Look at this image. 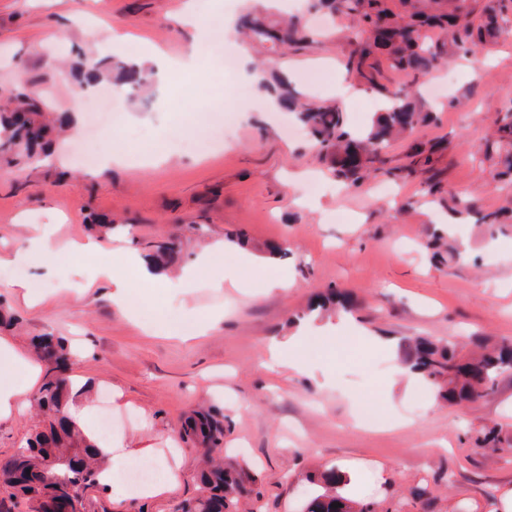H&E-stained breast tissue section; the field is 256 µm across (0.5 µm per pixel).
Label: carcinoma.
Masks as SVG:
<instances>
[{"instance_id":"1","label":"carcinoma","mask_w":512,"mask_h":512,"mask_svg":"<svg viewBox=\"0 0 512 512\" xmlns=\"http://www.w3.org/2000/svg\"><path fill=\"white\" fill-rule=\"evenodd\" d=\"M467 0H403L407 18L397 20L387 0H315L313 7L345 17L351 33L370 32L371 42L363 43L345 57V67L365 84L388 99L371 127L354 137L346 130L344 113L335 105L300 101L288 88L273 87L267 78L260 85L274 92L282 107L296 112L311 137L312 145L329 164L337 179L360 188L367 177L381 174L410 179L418 168L432 163L419 156L408 165L393 166L386 156L391 141L406 131L425 124L430 112L413 101L404 87L383 83L377 54L384 55L394 69L415 77L427 74L448 49L471 53L496 37L512 20L503 16L505 0H485L483 15L467 9ZM241 33L273 50L299 48L308 40L304 27L262 10L247 12L240 23ZM136 88L151 85L149 73L124 62L97 61L85 67L86 81L96 82L106 73ZM48 104L24 86L14 88L5 109L0 111V161L7 165L28 164L38 156L37 148L49 140L52 127L45 112ZM487 150L497 155L489 174L494 180L512 181V112H500L493 120ZM484 243L512 234V207L484 212L476 219ZM425 248L431 258L449 264L465 258L449 228L432 227ZM340 308L351 311L346 299L332 293L313 300L308 311ZM33 348L45 365L43 383L36 406L45 429L37 431L28 446L0 462V483L12 490L10 499H22L27 512H91L86 491L99 481L105 466L72 416L77 398L91 385L77 387L67 374L73 350L64 339L53 335L37 338ZM400 363L430 384L438 397L452 405L475 402L492 394L497 377L512 370V339L498 341L476 337L467 342L445 341L431 336H410L397 344ZM502 430L484 426L477 441L489 446L501 442ZM181 437L202 451L198 494L181 504L177 512H239L240 506L259 495L251 469L234 459H224V415L201 407L183 421ZM307 481L318 487L302 512H375L374 503L351 500L343 493V471L331 467L312 471ZM340 503L337 508L334 503Z\"/></svg>"}]
</instances>
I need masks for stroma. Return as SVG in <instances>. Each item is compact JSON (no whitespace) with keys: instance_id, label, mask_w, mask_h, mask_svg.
I'll return each instance as SVG.
<instances>
[{"instance_id":"stroma-1","label":"stroma","mask_w":512,"mask_h":512,"mask_svg":"<svg viewBox=\"0 0 512 512\" xmlns=\"http://www.w3.org/2000/svg\"><path fill=\"white\" fill-rule=\"evenodd\" d=\"M183 0H0V91L13 88L18 70L36 81L54 112H71L80 91L77 67L88 57L148 62L142 39L171 57L183 54L189 32L177 12ZM313 0H278L313 33L299 51L268 52L224 36L236 58L265 60L287 73L292 87L315 102H339L351 130L366 128L382 96L347 73L350 46L317 24ZM130 39L114 48L111 32ZM391 87L413 85L433 113L392 143L388 155L405 162L412 146L434 144L433 174L444 191L472 200L485 212L512 200V184L481 172L487 118L512 108V31L467 55H453L426 77L384 68ZM350 88L348 98L335 92ZM111 128L98 153L124 156L121 164L85 169L75 158L89 127L74 114L63 161L16 169L0 163V304L20 328L0 329L24 358L32 337L68 338L77 355L70 373L92 382L90 428H97L102 399L129 423L112 438L119 465L146 459L178 461L180 482L159 494L116 495L88 490L91 512H174L198 488L195 450L180 439L184 415L206 400L223 407L229 426L224 445L258 474L257 512H298L310 486L306 474L336 467L354 478L353 492L380 508L401 512H501L512 497V454L476 447L469 431L495 422L512 438V371L497 379L493 395L463 406L438 403L423 380L397 375L396 345L417 334L455 340L470 333L512 339V236L481 250L480 264H430L421 246L428 225L448 212L425 194L422 179H373L390 193L368 198L365 189L339 187L294 113L272 109L269 98L242 71L224 72L219 61L197 58L194 69L171 74L145 94L117 87ZM232 113V132L207 155L163 152L184 130L212 114ZM111 221L99 236L95 225ZM51 225L62 244L98 239L99 250L80 259L61 253L47 281L28 240ZM177 239L172 265L141 307L113 304L101 276L125 252L146 261L154 245ZM266 258L262 274L243 269L241 287H182L181 271L215 240ZM288 277V292L263 288L260 278ZM51 291L30 305L26 293ZM349 291L360 304L345 321L363 340L344 346L320 338L299 352L328 364L321 372L274 378L267 367L271 341L299 334L314 293ZM383 414L369 427L355 419L358 404ZM38 427L33 408L0 421V459L15 454ZM427 484L434 500L422 509L412 494Z\"/></svg>"}]
</instances>
